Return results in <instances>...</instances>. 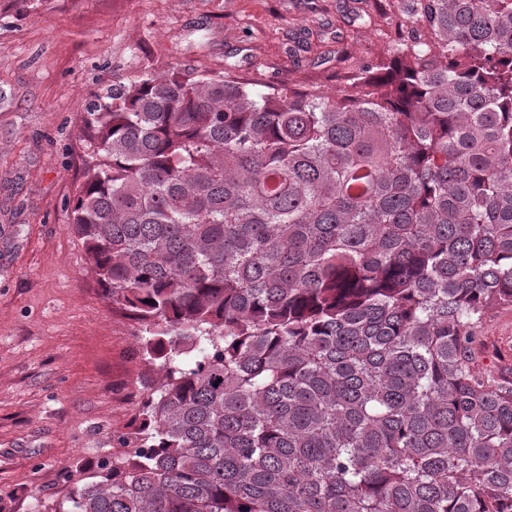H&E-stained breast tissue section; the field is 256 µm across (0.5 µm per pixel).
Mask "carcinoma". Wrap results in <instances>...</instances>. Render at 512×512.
<instances>
[{
  "label": "carcinoma",
  "mask_w": 512,
  "mask_h": 512,
  "mask_svg": "<svg viewBox=\"0 0 512 512\" xmlns=\"http://www.w3.org/2000/svg\"><path fill=\"white\" fill-rule=\"evenodd\" d=\"M409 2L338 98L173 66L86 106L69 227L161 378L35 512H512L469 358L512 307V0Z\"/></svg>",
  "instance_id": "obj_1"
}]
</instances>
